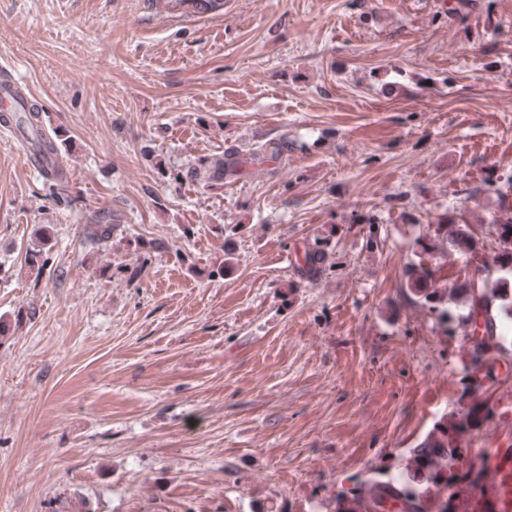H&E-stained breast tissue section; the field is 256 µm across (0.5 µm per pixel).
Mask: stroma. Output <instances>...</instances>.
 <instances>
[{
    "label": "stroma",
    "mask_w": 512,
    "mask_h": 512,
    "mask_svg": "<svg viewBox=\"0 0 512 512\" xmlns=\"http://www.w3.org/2000/svg\"><path fill=\"white\" fill-rule=\"evenodd\" d=\"M164 3L0 0V58L69 174L0 138V319L36 309L0 345V512L76 491L94 512H315L461 408L462 337L397 285L421 226L451 206L487 223L496 195L468 188L512 174V0L463 22L455 0ZM281 133L285 166L221 188L159 173ZM400 191L421 225L387 210ZM364 206L382 250L348 229ZM102 208L158 250L93 247ZM332 227L334 269L300 278ZM108 262L148 271L107 282ZM52 234L49 229H42L36 236L35 241L26 252L25 265L27 274L35 281L39 280L45 267L49 263V255L54 246Z\"/></svg>",
    "instance_id": "stroma-1"
}]
</instances>
